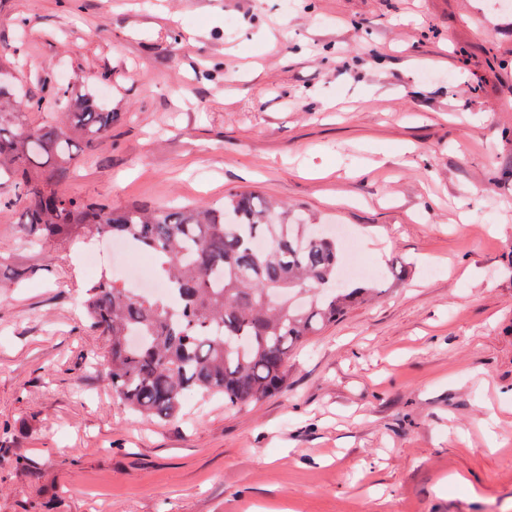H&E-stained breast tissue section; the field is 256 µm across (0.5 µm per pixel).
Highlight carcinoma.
<instances>
[{"mask_svg": "<svg viewBox=\"0 0 512 512\" xmlns=\"http://www.w3.org/2000/svg\"><path fill=\"white\" fill-rule=\"evenodd\" d=\"M66 94L51 81L38 99L0 86V178L12 186L0 211L21 210L31 250L112 238L153 254L171 295L106 275L85 291L84 319L108 341L97 365L112 393L153 421L176 417L188 393L234 407L281 390L292 348L374 288L339 281L336 237L321 221L250 193H229L216 207L148 210L62 191L78 161L75 137L92 146L112 128V113L88 103L34 129L15 118Z\"/></svg>", "mask_w": 512, "mask_h": 512, "instance_id": "cac0c4a2", "label": "carcinoma"}]
</instances>
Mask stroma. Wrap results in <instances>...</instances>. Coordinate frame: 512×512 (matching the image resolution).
<instances>
[{
	"mask_svg": "<svg viewBox=\"0 0 512 512\" xmlns=\"http://www.w3.org/2000/svg\"><path fill=\"white\" fill-rule=\"evenodd\" d=\"M0 50L112 114L68 193L251 192L345 228L377 289L281 391L148 421L92 366L97 240L0 217V512H512V9L0 0Z\"/></svg>",
	"mask_w": 512,
	"mask_h": 512,
	"instance_id": "35a3bbf8",
	"label": "stroma"
}]
</instances>
